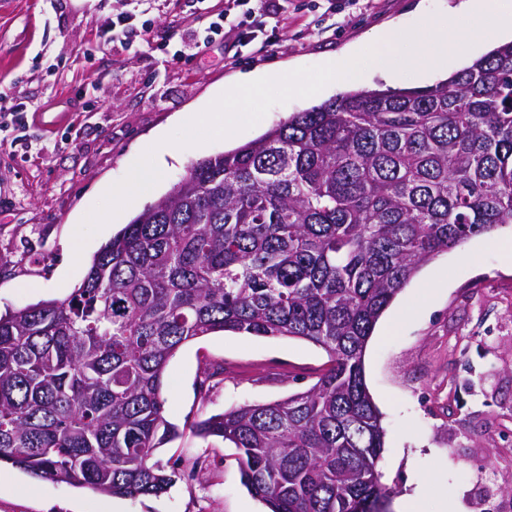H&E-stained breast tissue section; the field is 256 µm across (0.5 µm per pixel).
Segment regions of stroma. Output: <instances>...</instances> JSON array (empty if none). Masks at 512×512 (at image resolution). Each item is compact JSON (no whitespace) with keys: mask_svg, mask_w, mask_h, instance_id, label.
<instances>
[{"mask_svg":"<svg viewBox=\"0 0 512 512\" xmlns=\"http://www.w3.org/2000/svg\"><path fill=\"white\" fill-rule=\"evenodd\" d=\"M460 0H278L259 34L224 61V40L205 41L204 10L224 0H153L136 16L146 38H106L101 23L130 0H0V92L34 115L26 146L0 145V312L67 297L102 245L164 196L197 159L251 141L289 114L336 95L333 87L272 106L251 129L173 148L161 180L76 248L94 205L150 147L203 111L247 73L277 76L369 47L387 26L441 29ZM199 54L172 64L191 41ZM434 70L383 76L368 68L357 88H418L493 49L481 31ZM512 224L475 237L426 265L379 319L364 354L365 379L382 413L379 463L416 512H512ZM330 366L327 352L288 338L219 332L184 345L165 374V416L179 435L161 448L181 477L167 493L127 499L32 477L1 464L0 512H268L241 482L236 448L191 424L246 402L308 389ZM196 478H189L192 468Z\"/></svg>","mask_w":512,"mask_h":512,"instance_id":"stroma-1","label":"stroma"}]
</instances>
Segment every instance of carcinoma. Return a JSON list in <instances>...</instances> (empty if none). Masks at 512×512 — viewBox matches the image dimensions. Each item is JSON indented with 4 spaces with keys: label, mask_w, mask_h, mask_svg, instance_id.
I'll return each instance as SVG.
<instances>
[{
    "label": "carcinoma",
    "mask_w": 512,
    "mask_h": 512,
    "mask_svg": "<svg viewBox=\"0 0 512 512\" xmlns=\"http://www.w3.org/2000/svg\"><path fill=\"white\" fill-rule=\"evenodd\" d=\"M512 224V42L435 85L349 91L197 160L64 299L0 314V463L158 497L178 429L164 374L231 331L316 344L309 389L192 425L238 451L269 512H383L385 431L363 354L416 273Z\"/></svg>",
    "instance_id": "carcinoma-1"
}]
</instances>
